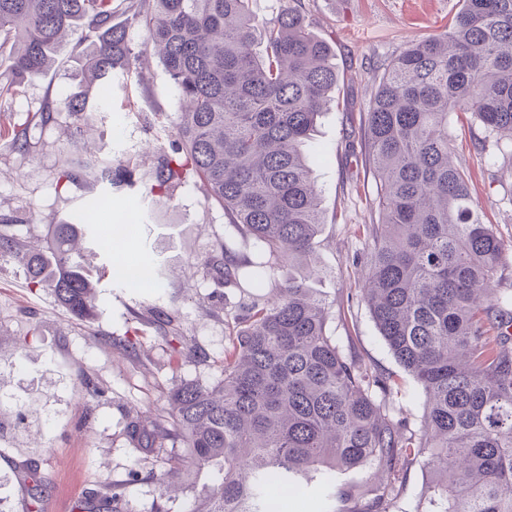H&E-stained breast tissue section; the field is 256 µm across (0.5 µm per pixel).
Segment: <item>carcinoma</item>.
I'll return each mask as SVG.
<instances>
[{"mask_svg": "<svg viewBox=\"0 0 512 512\" xmlns=\"http://www.w3.org/2000/svg\"><path fill=\"white\" fill-rule=\"evenodd\" d=\"M448 30L412 41L384 68L366 115L365 157L379 182L380 224L362 269L376 328L417 383L423 424L400 427L399 383L343 353L327 331L326 300L295 277L246 307L224 352L223 378L189 381L168 395L164 419H130L146 455L178 439L161 478L165 496L183 475L216 479L190 512H278L296 498L319 512H398L403 472L420 460L425 508L512 512V299L497 295L504 243L483 223L448 138V115L470 113L486 137L512 142V0H463ZM146 34L178 94L177 144L161 152L151 192L197 178L256 259L206 260L218 280L261 289L276 269L309 258L323 224L303 147L336 89L332 45L310 30L301 0L261 23L248 0H0V45L13 49L12 84L58 59L66 35L82 46L83 90L60 109L78 125L100 107L95 82L140 69L142 51L116 11ZM266 53L254 52L257 30ZM112 186L133 187L131 159L83 164ZM77 224L52 225L50 245L0 236V257L21 264L78 319L95 313L93 276ZM375 467L365 496L339 475ZM107 485L96 512H125Z\"/></svg>", "mask_w": 512, "mask_h": 512, "instance_id": "carcinoma-1", "label": "carcinoma"}]
</instances>
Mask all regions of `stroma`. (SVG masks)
<instances>
[{
  "label": "stroma",
  "instance_id": "1",
  "mask_svg": "<svg viewBox=\"0 0 512 512\" xmlns=\"http://www.w3.org/2000/svg\"><path fill=\"white\" fill-rule=\"evenodd\" d=\"M463 0H303L314 32L336 52L339 81L304 148L321 195L323 224L313 264L285 266L274 279L308 276L326 299L330 335L349 355L400 383L396 399L408 428H418L420 390L400 367L361 300L357 257L372 244L379 221L377 185L358 154L367 112L388 63L408 42L444 32ZM80 51L67 46L60 64L0 94V235L44 244L52 225L91 211L87 249L110 241L100 265L151 262V282L131 285L102 278L97 313L74 318L47 291L32 287L19 264L0 258V477L13 512L30 505L45 512H78L104 484L124 486L126 512H186L193 493L211 482L192 476L191 489L161 497L164 463L130 442L127 424L138 411H160L168 393L186 381L215 383L224 348L247 298L232 283L214 280L204 260L223 250L253 255L251 241L229 224L221 206L197 180L177 184L168 203L150 193L159 151H171L180 106L162 63L147 54L141 73L100 95L110 102L92 126L79 127L58 105L79 90ZM22 127L17 147L10 129ZM448 133L469 177L485 223L503 240V293L512 292V148L481 145L484 130L471 115L455 114ZM136 161L134 187L93 183L78 164L86 153ZM78 170L70 184L61 171ZM105 197L104 210L92 208ZM179 341L185 353L171 348Z\"/></svg>",
  "mask_w": 512,
  "mask_h": 512
}]
</instances>
